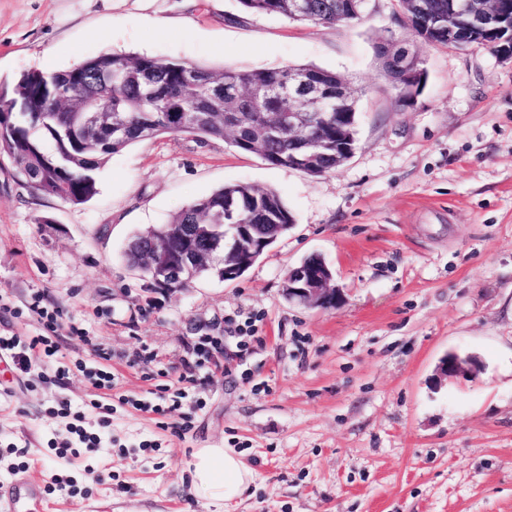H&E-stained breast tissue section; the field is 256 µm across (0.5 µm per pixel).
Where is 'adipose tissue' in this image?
<instances>
[{"label": "adipose tissue", "instance_id": "1", "mask_svg": "<svg viewBox=\"0 0 512 512\" xmlns=\"http://www.w3.org/2000/svg\"><path fill=\"white\" fill-rule=\"evenodd\" d=\"M190 468L191 494L220 510L227 503L241 498L253 479L251 469L239 456L224 448L198 449Z\"/></svg>", "mask_w": 512, "mask_h": 512}]
</instances>
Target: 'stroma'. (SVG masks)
I'll return each instance as SVG.
<instances>
[{
    "label": "stroma",
    "instance_id": "stroma-1",
    "mask_svg": "<svg viewBox=\"0 0 512 512\" xmlns=\"http://www.w3.org/2000/svg\"><path fill=\"white\" fill-rule=\"evenodd\" d=\"M415 37L391 0L336 26L246 13L239 0H0V90L28 70L138 53L347 78L357 143L336 172L274 167L222 140L146 139L113 155L83 205L31 192L0 158V336L58 312L53 367L0 378V473L45 490L43 512H211L190 496L200 448L254 480L228 512H512V60L419 44L413 104L384 93L379 42ZM279 192L287 234L233 282L155 287L123 251L232 183ZM330 265L345 298H285L289 268ZM476 371L440 378L448 352ZM110 371L113 389L97 386ZM76 441L67 403L98 429Z\"/></svg>",
    "mask_w": 512,
    "mask_h": 512
}]
</instances>
